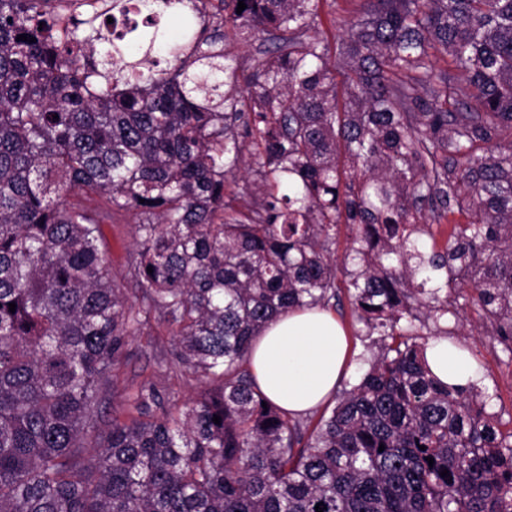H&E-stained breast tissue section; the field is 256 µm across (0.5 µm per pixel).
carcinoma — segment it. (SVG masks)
I'll return each instance as SVG.
<instances>
[{
	"label": "carcinoma",
	"mask_w": 512,
	"mask_h": 512,
	"mask_svg": "<svg viewBox=\"0 0 512 512\" xmlns=\"http://www.w3.org/2000/svg\"><path fill=\"white\" fill-rule=\"evenodd\" d=\"M128 2L62 36L46 0H0V512H512V434L415 338L460 284L512 339V0H365L342 93L322 0H140L134 46ZM259 37L246 71L231 49ZM456 211L444 247L422 239ZM127 213L132 299L101 248ZM339 274L378 351L313 424L261 392L250 348L277 312L334 305ZM151 320L208 387L174 415L144 384L99 433Z\"/></svg>",
	"instance_id": "1"
}]
</instances>
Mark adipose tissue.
Listing matches in <instances>:
<instances>
[{
    "instance_id": "obj_1",
    "label": "adipose tissue",
    "mask_w": 512,
    "mask_h": 512,
    "mask_svg": "<svg viewBox=\"0 0 512 512\" xmlns=\"http://www.w3.org/2000/svg\"><path fill=\"white\" fill-rule=\"evenodd\" d=\"M348 336L325 308L303 307L278 314L255 338L251 366L260 390L290 413L303 416L325 405L346 370ZM431 372L464 388L479 377L465 350L448 340L425 349Z\"/></svg>"
}]
</instances>
